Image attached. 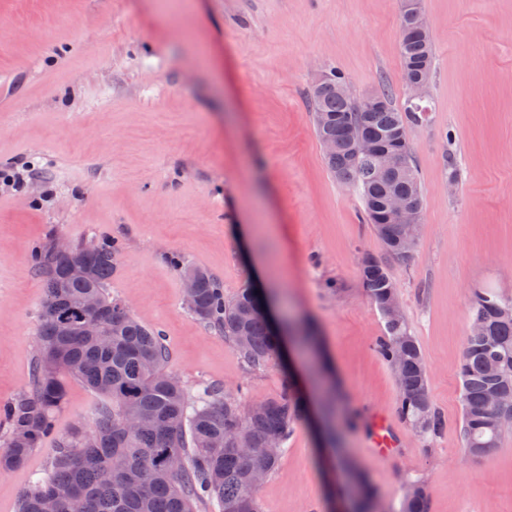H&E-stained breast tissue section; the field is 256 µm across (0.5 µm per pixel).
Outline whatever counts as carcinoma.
<instances>
[{
    "mask_svg": "<svg viewBox=\"0 0 512 512\" xmlns=\"http://www.w3.org/2000/svg\"><path fill=\"white\" fill-rule=\"evenodd\" d=\"M422 10L421 0H403L399 17L402 71L433 73L434 47L430 31L407 18ZM343 76L324 74L308 94L318 140L328 139L335 151L324 154L336 179L360 191L366 223L372 225L389 253L409 258L408 246L388 235L392 230L389 200L395 195L422 201L419 173L412 159L409 130L429 120L431 102L397 106L383 91L366 102L356 101ZM373 139L376 149L357 151L352 134ZM396 152L404 164L389 174L382 157ZM115 243L96 242L87 249L74 243L68 257L53 243L35 253L45 288L30 391L3 406L7 430L0 449V473L25 465L31 453L53 434L54 419L65 402L66 379L74 378L102 397L88 424L75 426L58 440L49 468L25 488L18 512H40L43 497L56 498V512H197L210 502L219 512H261L254 474H271L280 455L266 453L275 438L285 444L305 417L294 385L262 400L243 405L222 387L206 385L188 396L181 382L166 370L169 352L162 334L141 323L109 285L114 270ZM82 264L84 276H73L69 265ZM174 267L193 275L198 288L192 314L224 335L247 371L258 373L281 358L280 339L264 305L247 284L231 297L217 276L179 259ZM365 291L384 311L396 284L377 260L362 261ZM94 294L99 308H85ZM379 350L395 375L398 410L423 438L444 428L432 405L423 353L408 320L384 318ZM469 327L459 359L462 394L461 436L465 450L489 453L498 447L507 417L495 407L512 409V300L491 288L473 293ZM498 366L497 374L489 365ZM343 471L359 492L353 512H373L376 491L367 474L350 463ZM427 486L410 482L400 512H428Z\"/></svg>",
    "mask_w": 512,
    "mask_h": 512,
    "instance_id": "obj_1",
    "label": "carcinoma"
}]
</instances>
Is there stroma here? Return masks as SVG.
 Returning a JSON list of instances; mask_svg holds the SVG:
<instances>
[{
    "label": "stroma",
    "instance_id": "35a3bbf8",
    "mask_svg": "<svg viewBox=\"0 0 512 512\" xmlns=\"http://www.w3.org/2000/svg\"><path fill=\"white\" fill-rule=\"evenodd\" d=\"M422 7L433 110L409 132L423 224L401 262L364 223L359 192L327 169L307 102L331 70L358 98L388 89L405 102L400 0H0V172L36 169L21 187L0 183V405L30 385L44 297L34 251L60 236L113 239L111 292L161 331L167 369L189 394L212 383L248 402L292 379L312 404L328 380L339 445L383 512H400L416 479L430 512H512V424L487 456L464 454L458 373L473 291L512 299V0ZM366 256L390 270L422 349L445 420L431 446L398 414L376 349L384 320L361 282ZM178 258L216 275L228 298L279 282L280 319L310 329L316 355L295 347L248 372L185 307ZM260 260L267 274L251 276ZM99 401L67 381L53 437L0 474V512H16L58 436ZM319 418L285 443L257 492L263 512H341ZM380 421L395 442L387 454L375 444Z\"/></svg>",
    "mask_w": 512,
    "mask_h": 512
}]
</instances>
